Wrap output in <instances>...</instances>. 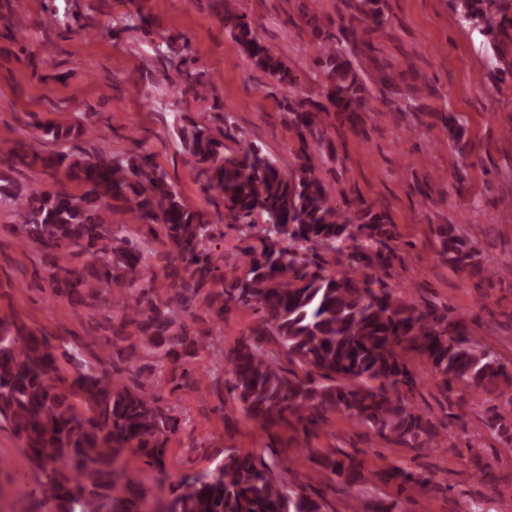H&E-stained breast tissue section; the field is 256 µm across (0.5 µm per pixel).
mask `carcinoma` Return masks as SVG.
<instances>
[{"label": "carcinoma", "mask_w": 512, "mask_h": 512, "mask_svg": "<svg viewBox=\"0 0 512 512\" xmlns=\"http://www.w3.org/2000/svg\"><path fill=\"white\" fill-rule=\"evenodd\" d=\"M466 25L493 49L489 74L512 78V0H449ZM225 32L253 66L279 84L292 82L287 63L258 37L257 28L224 0ZM384 24L380 0H358L356 13L340 17L336 31L315 25L318 77L325 101L284 100L301 147L296 162L257 145L240 146L231 116L212 127L179 113L178 137L206 207H189L181 191L143 152L101 149L87 158L64 147L96 132L88 112L62 125L36 123L57 145L44 154L13 137L0 159V209L14 218L19 244L36 250L48 274L50 294L79 308L99 310L98 329L109 348L53 343L16 312L0 314V425L22 445L35 476L23 494L45 512H155L152 488L123 460L134 448L147 466L162 467L169 446L183 430L178 407L167 397L190 386L187 364L210 358L209 377L224 379L241 413L265 429L281 423L315 424L342 414L381 439L425 452L448 438V426L422 411L403 387L411 386L412 358L447 391L503 395L512 373L494 353L471 340L462 319L422 309L399 288H374L368 268L391 266L394 250L385 212L362 200L336 207L331 188L318 175L327 162L324 137L331 113L350 121L366 111L368 87L355 62L362 36ZM188 40L160 37L155 56L182 57L164 74L183 102H205L201 75L185 67ZM321 141L310 148L306 136ZM40 165L62 174L52 188L16 181L8 170ZM229 216L243 239L231 278L220 273L209 244L216 221ZM268 227L254 231V218ZM440 255L454 269L487 278L512 269L483 265L471 243L452 224L438 226ZM309 244L305 259L297 250ZM345 259L331 271L320 253ZM169 280L161 296L153 284ZM221 285L219 291L211 285ZM202 297L205 312L220 317L233 303L258 314L247 334L229 350L212 330L181 320ZM302 454L345 486L349 512H403L399 504L368 492L370 478L357 455ZM403 484L423 494L431 478L395 468ZM165 512H324L307 493L298 471L276 456L256 463L226 448L211 464L170 481Z\"/></svg>", "instance_id": "1"}]
</instances>
